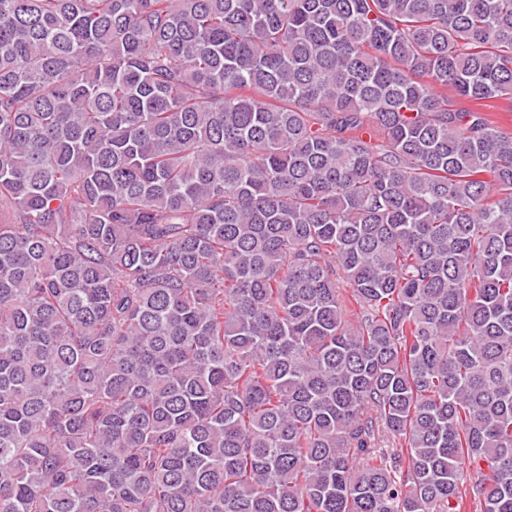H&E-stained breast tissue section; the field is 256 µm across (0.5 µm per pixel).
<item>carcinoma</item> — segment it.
I'll list each match as a JSON object with an SVG mask.
<instances>
[{
	"label": "carcinoma",
	"mask_w": 512,
	"mask_h": 512,
	"mask_svg": "<svg viewBox=\"0 0 512 512\" xmlns=\"http://www.w3.org/2000/svg\"><path fill=\"white\" fill-rule=\"evenodd\" d=\"M496 100L512 0H0V512H512Z\"/></svg>",
	"instance_id": "carcinoma-1"
}]
</instances>
